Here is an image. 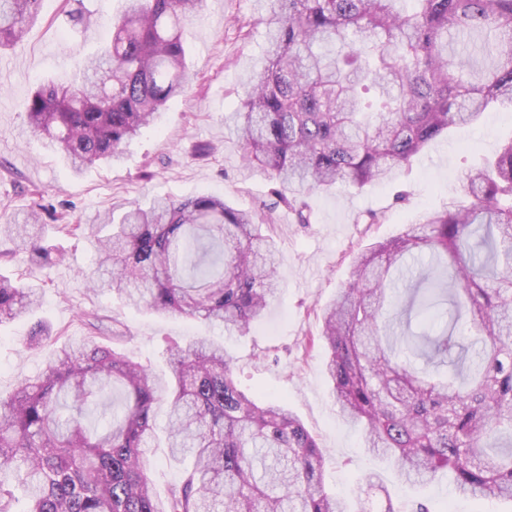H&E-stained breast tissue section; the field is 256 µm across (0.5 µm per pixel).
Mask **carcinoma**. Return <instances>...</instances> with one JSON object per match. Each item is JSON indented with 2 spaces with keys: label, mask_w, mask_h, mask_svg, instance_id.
<instances>
[{
  "label": "carcinoma",
  "mask_w": 512,
  "mask_h": 512,
  "mask_svg": "<svg viewBox=\"0 0 512 512\" xmlns=\"http://www.w3.org/2000/svg\"><path fill=\"white\" fill-rule=\"evenodd\" d=\"M110 39L73 82L37 86L25 112L73 172L120 160L185 91L184 22L204 0H124ZM269 42L240 110L224 117L247 166L296 224L313 191L389 181L413 156L492 107L512 110V0H259ZM41 0H0V51ZM463 195L357 252L323 313L324 372L343 419L402 481L442 471L472 499L512 501V140L466 172ZM262 216L201 194L123 206L81 230L94 289L159 316L244 334L278 287ZM36 215L0 224V264L57 260ZM40 289L0 275V327ZM464 319L473 341L458 343ZM44 370L0 391V512H349L323 484L325 454L276 399L238 387L224 346H166L157 373L92 337L34 330ZM167 403L165 447L192 459L158 495L146 449Z\"/></svg>",
  "instance_id": "1"
}]
</instances>
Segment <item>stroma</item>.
<instances>
[{"mask_svg": "<svg viewBox=\"0 0 512 512\" xmlns=\"http://www.w3.org/2000/svg\"><path fill=\"white\" fill-rule=\"evenodd\" d=\"M95 24L70 22L66 0H42L38 21L23 42L0 52V215L24 217L37 210L44 224H89L112 207L157 197L184 199L199 194L224 198L242 210L264 214L279 254L280 293L265 317L242 336L182 316H158L122 306L107 293L92 292L97 254L82 235L51 233L59 262L14 263V276L43 289L34 315L0 328V390L17 378L41 372L49 347L29 349L35 321L50 333L89 336L90 315L103 327L120 321L121 347L139 361L165 370V342L206 336L222 343L234 360L239 387L281 400L327 450V490L345 498L353 512H381L368 494L365 473L380 474L400 512L425 503L432 512H512L504 500L477 501L455 493L448 477L423 487L403 484L396 469L371 455L360 426L344 422L323 370L320 338L324 306L349 278L354 252L396 236L426 211L443 209L461 192L463 173L493 156L512 139V112L488 113L472 126H456L432 141L396 178L363 188L339 185L311 194L313 222L294 223L285 206H273L272 182L247 175L246 163L224 125L225 114L241 106V81L258 69L266 30L254 0H204L186 26L187 90L170 100L157 127L141 131L121 161L97 162L73 174L62 154L47 148L27 121L24 104L39 83L66 82L81 62L106 44L112 16L122 0H84ZM209 145L207 156L195 153ZM378 221L365 223L367 213Z\"/></svg>", "mask_w": 512, "mask_h": 512, "instance_id": "stroma-1", "label": "stroma"}]
</instances>
